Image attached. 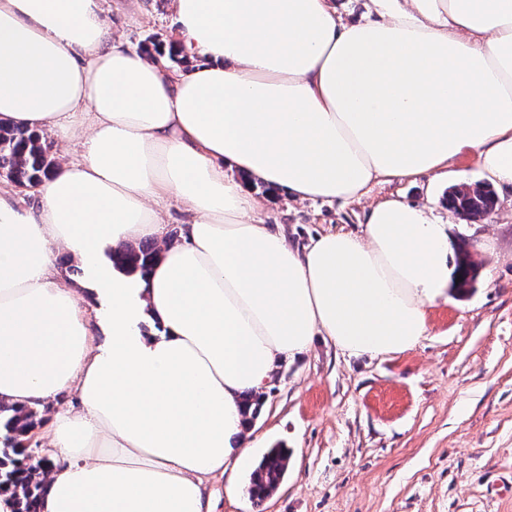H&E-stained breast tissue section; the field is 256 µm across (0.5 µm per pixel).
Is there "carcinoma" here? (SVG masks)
Returning a JSON list of instances; mask_svg holds the SVG:
<instances>
[{
  "mask_svg": "<svg viewBox=\"0 0 512 512\" xmlns=\"http://www.w3.org/2000/svg\"><path fill=\"white\" fill-rule=\"evenodd\" d=\"M139 49L155 58L165 57L175 65L186 61L173 49H165L159 38L154 37L140 44ZM55 160L51 153L48 135L36 130L0 126V175L18 186L34 188L48 177ZM495 200L491 190L483 185L470 192L454 191L448 196V208L466 216L485 214L493 210ZM158 255L152 241L138 246H121L110 257L134 270H146ZM456 287L464 292L474 287V265L468 252L460 253ZM43 422L38 407H16L0 403V496H8L12 512H36L40 482L34 472L46 469L49 459H41L29 451L27 441L31 432ZM288 469V450L270 449L261 460L250 479L252 499L262 501L277 488Z\"/></svg>",
  "mask_w": 512,
  "mask_h": 512,
  "instance_id": "carcinoma-1",
  "label": "carcinoma"
}]
</instances>
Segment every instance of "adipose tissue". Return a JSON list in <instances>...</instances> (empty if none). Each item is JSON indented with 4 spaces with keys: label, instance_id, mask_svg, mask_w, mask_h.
<instances>
[{
    "label": "adipose tissue",
    "instance_id": "obj_1",
    "mask_svg": "<svg viewBox=\"0 0 512 512\" xmlns=\"http://www.w3.org/2000/svg\"><path fill=\"white\" fill-rule=\"evenodd\" d=\"M105 2L0 0V123L83 155L36 205L0 184V401L76 395L43 430L37 512H215L210 483L255 444L246 394L318 336L411 350L456 273L448 225L417 204L306 243L265 213L281 194L359 202L465 151L512 185V0H371L352 24L335 0H171L185 71L115 36ZM164 199L187 215L169 242ZM145 240L146 271L112 262Z\"/></svg>",
    "mask_w": 512,
    "mask_h": 512
}]
</instances>
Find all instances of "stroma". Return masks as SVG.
Wrapping results in <instances>:
<instances>
[{
	"label": "stroma",
	"mask_w": 512,
	"mask_h": 512,
	"mask_svg": "<svg viewBox=\"0 0 512 512\" xmlns=\"http://www.w3.org/2000/svg\"><path fill=\"white\" fill-rule=\"evenodd\" d=\"M107 20L131 46L172 28L168 0H109ZM448 178L380 182L371 199L426 205L451 222L478 267L474 288L429 311L428 331L410 351L343 355L322 338L278 366L250 427L255 458L279 447L288 471L262 504L249 476L228 497L214 483L218 512H512V186L471 222L448 210L450 187L485 177L462 153ZM367 202L279 199L268 217L300 242L361 229ZM488 249H477L481 239Z\"/></svg>",
	"instance_id": "stroma-1"
}]
</instances>
